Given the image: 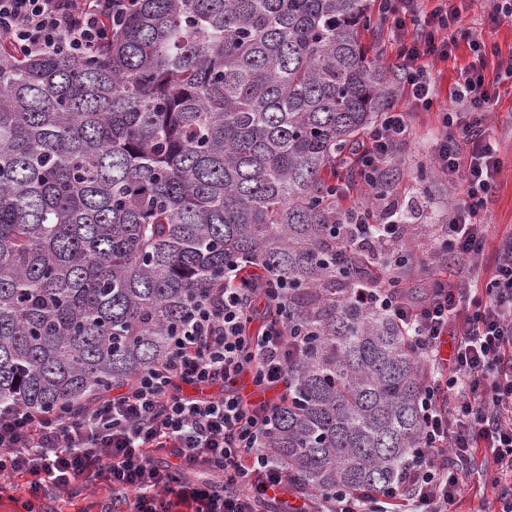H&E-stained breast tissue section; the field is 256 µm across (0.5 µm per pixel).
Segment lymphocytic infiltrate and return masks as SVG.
<instances>
[{"instance_id": "f902f5d3", "label": "lymphocytic infiltrate", "mask_w": 512, "mask_h": 512, "mask_svg": "<svg viewBox=\"0 0 512 512\" xmlns=\"http://www.w3.org/2000/svg\"><path fill=\"white\" fill-rule=\"evenodd\" d=\"M381 0L402 43V82L411 108L386 112L356 154L359 182L372 202L386 199L380 175L410 134L411 109H431L436 98L432 66L447 61L459 45L470 60L458 72L455 106L442 116L431 146L432 164L461 199L448 208V252L478 269L488 243L483 215L505 159L493 144L489 114L498 98L486 78L489 47L459 28L458 0ZM133 0H0V41L26 53L80 55L104 42ZM365 208L339 211L337 228L357 244L400 240L404 223L395 210L376 221ZM286 283L266 273L244 280L225 271L222 284L197 301L166 359L138 374L117 392L66 418L24 408L0 407V476L25 481L31 500L50 490H78L101 481L113 501L129 512H262L273 490L288 480L270 464L264 442L274 427L276 394L287 386L288 364L302 351L290 335ZM367 307L393 314L411 330L416 350L433 377L419 397L424 435L413 449L402 480L372 503L343 491L301 497L291 512H389L406 502L408 512H448L462 475L452 460L491 452L501 474H512V239L502 242L485 299L442 279L427 296L409 304L403 293L377 285L356 290ZM269 312L253 329L257 309ZM449 338L450 353L437 346ZM249 378L255 397L241 395L237 379ZM224 385L223 395L207 390Z\"/></svg>"}]
</instances>
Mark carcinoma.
I'll return each instance as SVG.
<instances>
[{"instance_id":"1","label":"carcinoma","mask_w":512,"mask_h":512,"mask_svg":"<svg viewBox=\"0 0 512 512\" xmlns=\"http://www.w3.org/2000/svg\"><path fill=\"white\" fill-rule=\"evenodd\" d=\"M369 0H135L84 57L0 42V404L70 416L166 356L235 264L288 283V364L265 448L300 492L398 486L429 378L336 236V172L389 110ZM422 298L427 285L396 272Z\"/></svg>"}]
</instances>
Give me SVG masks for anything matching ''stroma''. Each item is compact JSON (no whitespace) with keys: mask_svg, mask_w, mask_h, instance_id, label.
Masks as SVG:
<instances>
[{"mask_svg":"<svg viewBox=\"0 0 512 512\" xmlns=\"http://www.w3.org/2000/svg\"><path fill=\"white\" fill-rule=\"evenodd\" d=\"M461 26L470 35L495 46L498 58L512 56V19L491 21L487 0H468ZM468 62L469 51L462 48L448 61L435 63L437 96L434 105L431 110L413 112L410 137L395 163L400 177L388 192V204L401 208L407 217V235L398 248L414 257L409 277L425 284L434 278L464 280L470 276L467 268L436 269L427 261L429 250L444 234L448 205L458 196L444 179L433 173L428 148L440 129L443 112L454 106L450 90L455 76ZM500 80V96L490 114V125L498 149L507 162L485 216L489 225V247L484 261L489 268L496 263V248L502 238L512 236V79ZM423 172L428 175L424 181L419 178ZM500 488L493 474L483 470L479 462L469 463L454 512H496ZM108 495L103 485L79 490L74 497L53 490L43 499L37 512H100L99 504Z\"/></svg>","mask_w":512,"mask_h":512,"instance_id":"obj_1","label":"stroma"}]
</instances>
